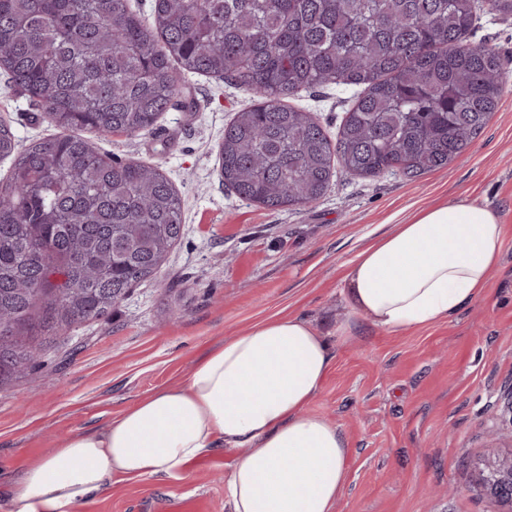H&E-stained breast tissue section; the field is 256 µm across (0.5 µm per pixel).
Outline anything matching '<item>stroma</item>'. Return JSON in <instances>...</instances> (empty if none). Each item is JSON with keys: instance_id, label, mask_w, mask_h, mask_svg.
Masks as SVG:
<instances>
[{"instance_id": "obj_1", "label": "stroma", "mask_w": 512, "mask_h": 512, "mask_svg": "<svg viewBox=\"0 0 512 512\" xmlns=\"http://www.w3.org/2000/svg\"><path fill=\"white\" fill-rule=\"evenodd\" d=\"M468 41L495 49L509 77L499 107L464 161L417 178L337 172L330 190L297 209L239 201L220 178L218 146L253 103L234 82L182 75V105L135 137L102 135L113 157L162 166L182 198L185 234L156 279L104 319L40 338L32 375L0 387V512H17L26 468L72 434L106 427L155 390L183 381L224 339L280 315L336 333L348 265L419 209L461 198L494 209L504 249L480 298L448 319L399 333L360 327L336 346L310 405L348 443L337 512H501L479 471L493 416L512 387V14L477 0ZM357 88L329 85L290 105L336 133ZM0 121L20 145L52 134L46 113L0 75ZM236 451L219 448L181 477L113 479L73 512H168L175 489L225 512Z\"/></svg>"}]
</instances>
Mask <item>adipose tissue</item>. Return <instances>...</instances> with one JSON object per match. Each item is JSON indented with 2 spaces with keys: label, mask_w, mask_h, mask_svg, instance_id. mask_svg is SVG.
Returning <instances> with one entry per match:
<instances>
[{
  "label": "adipose tissue",
  "mask_w": 512,
  "mask_h": 512,
  "mask_svg": "<svg viewBox=\"0 0 512 512\" xmlns=\"http://www.w3.org/2000/svg\"><path fill=\"white\" fill-rule=\"evenodd\" d=\"M503 226L490 207L459 199L419 211L348 266L351 314L336 340L367 325L396 333L448 318L477 299L501 261ZM331 342L294 316L225 338L180 385L143 397L104 429L67 438L25 472L18 512H72L112 477H175L205 452L238 457L229 512H335L347 442L308 407L333 364Z\"/></svg>",
  "instance_id": "adipose-tissue-1"
}]
</instances>
